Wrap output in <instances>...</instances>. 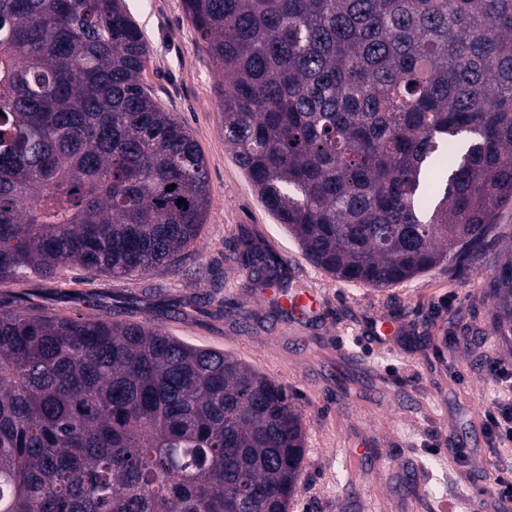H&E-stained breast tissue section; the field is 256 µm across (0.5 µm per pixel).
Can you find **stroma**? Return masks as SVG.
Returning a JSON list of instances; mask_svg holds the SVG:
<instances>
[{"instance_id":"1","label":"stroma","mask_w":512,"mask_h":512,"mask_svg":"<svg viewBox=\"0 0 512 512\" xmlns=\"http://www.w3.org/2000/svg\"><path fill=\"white\" fill-rule=\"evenodd\" d=\"M149 48L143 80L183 121L209 172L201 234L180 259L146 277L113 278L77 265L40 286L0 284V297L27 290L34 306L74 314L82 297L123 302L121 318L152 320L187 343L221 350L282 383L306 426L302 475L290 512H472L475 485L512 480V443L484 426L494 404H512V371L490 332L484 293L489 264L457 276L435 268L390 288L333 279L303 256L224 143L218 77L182 0H126ZM281 261L286 285L314 291L318 318L288 325L244 286L236 261L245 246ZM193 295L184 318L167 303ZM390 322L394 335L372 331ZM346 337L337 351V337ZM465 438L482 460L461 462L448 439Z\"/></svg>"}]
</instances>
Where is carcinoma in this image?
I'll return each mask as SVG.
<instances>
[{
    "mask_svg": "<svg viewBox=\"0 0 512 512\" xmlns=\"http://www.w3.org/2000/svg\"><path fill=\"white\" fill-rule=\"evenodd\" d=\"M183 2L224 142L310 262L388 288L502 239L512 0ZM148 53L125 0H0V283L147 276L198 239L207 165ZM262 259L239 256L249 288ZM485 288L512 352V248ZM304 439L230 354L0 300V512H288Z\"/></svg>",
    "mask_w": 512,
    "mask_h": 512,
    "instance_id": "cac0c4a2",
    "label": "carcinoma"
}]
</instances>
